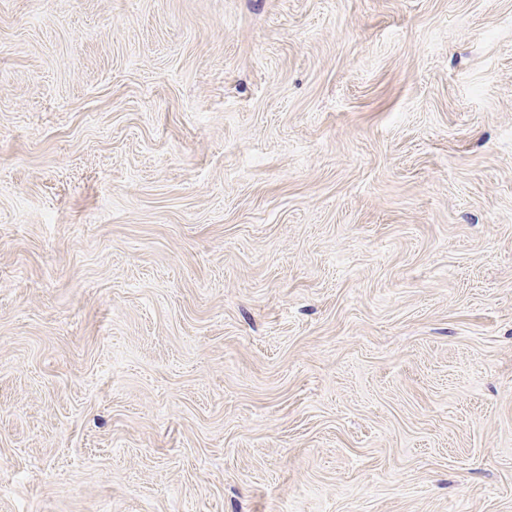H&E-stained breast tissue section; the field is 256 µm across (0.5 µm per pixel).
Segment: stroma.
<instances>
[{
	"label": "stroma",
	"mask_w": 512,
	"mask_h": 512,
	"mask_svg": "<svg viewBox=\"0 0 512 512\" xmlns=\"http://www.w3.org/2000/svg\"><path fill=\"white\" fill-rule=\"evenodd\" d=\"M0 512H512V0H0Z\"/></svg>",
	"instance_id": "obj_1"
}]
</instances>
